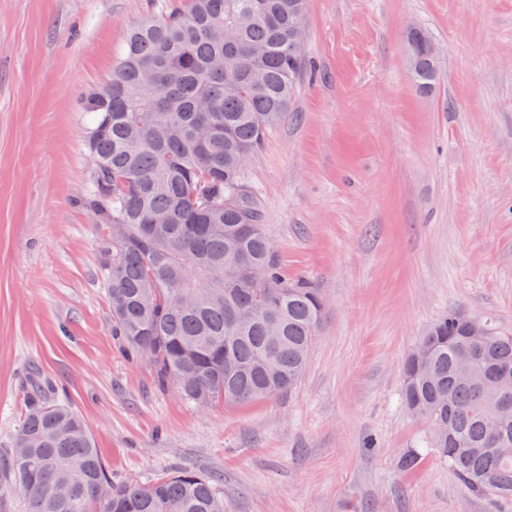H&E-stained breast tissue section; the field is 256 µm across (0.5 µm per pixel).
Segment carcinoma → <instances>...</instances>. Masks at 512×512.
<instances>
[{
	"label": "carcinoma",
	"mask_w": 512,
	"mask_h": 512,
	"mask_svg": "<svg viewBox=\"0 0 512 512\" xmlns=\"http://www.w3.org/2000/svg\"><path fill=\"white\" fill-rule=\"evenodd\" d=\"M307 0H185L140 23L104 86L85 199L123 350L190 405L245 403L300 381L324 311L318 289L283 274L243 181L249 158L287 117L307 69ZM419 88L437 77L431 37L409 35ZM450 312L403 368L401 399L430 426L427 447L490 512L512 502V336ZM0 484L26 512H224L214 480L181 469L154 481L111 476L79 415L40 387L27 398Z\"/></svg>",
	"instance_id": "obj_1"
}]
</instances>
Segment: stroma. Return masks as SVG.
<instances>
[{"label": "stroma", "mask_w": 512, "mask_h": 512, "mask_svg": "<svg viewBox=\"0 0 512 512\" xmlns=\"http://www.w3.org/2000/svg\"><path fill=\"white\" fill-rule=\"evenodd\" d=\"M165 0H0V446L31 381L81 416L109 473L219 474L224 512H487L401 402L424 330L457 311L512 334V0H308L310 74L245 182L289 277L325 310L301 381L187 405L112 338L86 91ZM438 78L418 89L406 37ZM424 458L400 467L405 453ZM410 72L418 88H428L437 77V58L431 37L418 29L406 41Z\"/></svg>", "instance_id": "stroma-1"}]
</instances>
